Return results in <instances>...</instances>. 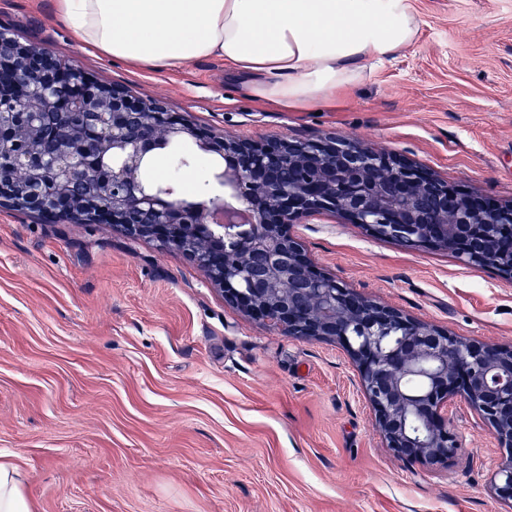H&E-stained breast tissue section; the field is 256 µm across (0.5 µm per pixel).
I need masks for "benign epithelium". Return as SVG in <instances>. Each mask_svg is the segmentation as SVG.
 Segmentation results:
<instances>
[{
	"label": "benign epithelium",
	"instance_id": "obj_1",
	"mask_svg": "<svg viewBox=\"0 0 512 512\" xmlns=\"http://www.w3.org/2000/svg\"><path fill=\"white\" fill-rule=\"evenodd\" d=\"M0 128L15 123L31 153L22 185L0 177V203L83 224H113L186 254L249 318L286 336L340 343L386 447L435 465L454 455L458 399L480 412L512 450V348L466 341L411 319L347 287L316 266L293 232L330 210L366 233L406 248L431 246L470 267L512 278V204L465 195L411 161L341 138L256 144L207 134L158 100L95 85L41 47L0 39ZM190 138L224 160L218 180L250 218L214 224L223 198L187 201L170 186L148 187L144 162L160 145ZM496 495L512 504V457L496 473Z\"/></svg>",
	"mask_w": 512,
	"mask_h": 512
}]
</instances>
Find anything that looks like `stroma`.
Here are the masks:
<instances>
[{"instance_id":"35a3bbf8","label":"stroma","mask_w":512,"mask_h":512,"mask_svg":"<svg viewBox=\"0 0 512 512\" xmlns=\"http://www.w3.org/2000/svg\"><path fill=\"white\" fill-rule=\"evenodd\" d=\"M414 45L366 65L335 104L254 98L219 58L135 68L80 46L56 0H0V31L216 135L341 136L407 157L455 191L512 202V0H412ZM223 194L213 156L178 139ZM356 292L465 340L512 347V281L407 249L325 212L294 227ZM448 464L386 447L358 372L326 339L280 335L182 252L109 224L0 205V455L33 512H512L511 451L465 402ZM496 495L512 505V455L508 462L501 464L496 473Z\"/></svg>"}]
</instances>
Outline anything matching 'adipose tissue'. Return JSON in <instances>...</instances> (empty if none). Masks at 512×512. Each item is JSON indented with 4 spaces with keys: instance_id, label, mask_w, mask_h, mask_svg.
Wrapping results in <instances>:
<instances>
[{
    "instance_id": "adipose-tissue-1",
    "label": "adipose tissue",
    "mask_w": 512,
    "mask_h": 512,
    "mask_svg": "<svg viewBox=\"0 0 512 512\" xmlns=\"http://www.w3.org/2000/svg\"><path fill=\"white\" fill-rule=\"evenodd\" d=\"M57 11L107 56L169 68L217 57L254 97L293 110L334 103L420 27L411 0H57Z\"/></svg>"
}]
</instances>
